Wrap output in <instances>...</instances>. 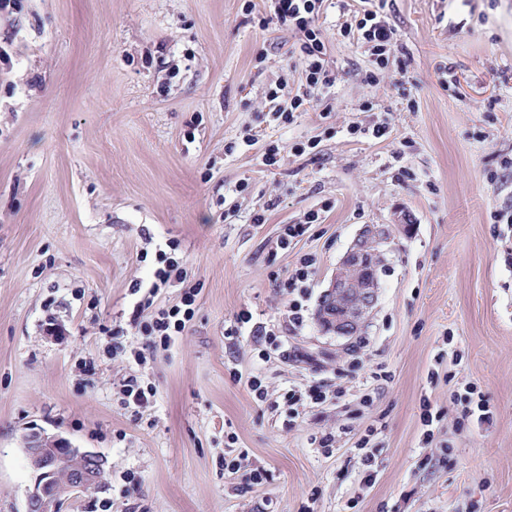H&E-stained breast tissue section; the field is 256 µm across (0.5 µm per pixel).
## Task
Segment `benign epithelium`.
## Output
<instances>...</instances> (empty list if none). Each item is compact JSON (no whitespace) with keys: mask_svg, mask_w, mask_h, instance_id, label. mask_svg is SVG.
Listing matches in <instances>:
<instances>
[{"mask_svg":"<svg viewBox=\"0 0 512 512\" xmlns=\"http://www.w3.org/2000/svg\"><path fill=\"white\" fill-rule=\"evenodd\" d=\"M408 233L411 216L401 213L393 226L366 224L339 262L318 310L319 323L326 333L351 338L362 330L377 303L378 270L383 246L391 229ZM30 467L36 473L26 498L25 512H58L61 501L75 492L98 488L106 461L91 451L73 447L66 439L44 431L24 436ZM70 467L69 481L60 483L57 473Z\"/></svg>","mask_w":512,"mask_h":512,"instance_id":"benign-epithelium-1","label":"benign epithelium"}]
</instances>
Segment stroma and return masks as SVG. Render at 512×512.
Segmentation results:
<instances>
[{"instance_id": "35a3bbf8", "label": "stroma", "mask_w": 512, "mask_h": 512, "mask_svg": "<svg viewBox=\"0 0 512 512\" xmlns=\"http://www.w3.org/2000/svg\"><path fill=\"white\" fill-rule=\"evenodd\" d=\"M270 5L0 10V512H25L33 430L106 461L100 488L60 512H512V223L492 219L512 210V172L487 179L512 156V0H391L407 70L373 84L363 47L340 33L361 0H325L336 83L287 127L268 93L300 86L301 35ZM274 145L281 161L264 166ZM313 210L321 223L276 248L281 225ZM402 211L413 227L384 247L363 330L322 332L342 256L363 225ZM169 239L200 309L141 367L126 354L129 285L152 273L138 252ZM305 254V321L287 357L257 361L253 337L224 330L243 308L253 324L282 322L279 284ZM378 369L386 378L370 381ZM252 372L275 396L316 382L345 395L291 420L254 399ZM128 374L156 390L143 414L116 394ZM231 432L262 484L220 466ZM327 432L330 455L311 443Z\"/></svg>"}]
</instances>
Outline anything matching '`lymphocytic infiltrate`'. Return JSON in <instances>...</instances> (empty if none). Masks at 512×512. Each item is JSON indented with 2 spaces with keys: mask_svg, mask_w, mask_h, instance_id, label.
I'll list each match as a JSON object with an SVG mask.
<instances>
[{
  "mask_svg": "<svg viewBox=\"0 0 512 512\" xmlns=\"http://www.w3.org/2000/svg\"><path fill=\"white\" fill-rule=\"evenodd\" d=\"M274 15L285 26L294 27L302 34L301 51L305 63V84L301 93L290 101H282L279 90L270 92V113L277 123H293L297 112L303 111L308 102V92L333 85L335 77L328 67L327 48L322 29L318 23L324 0H273ZM388 0H376L375 5L365 9L354 27L344 28V35H355L358 43L366 45L373 57L372 67L365 74L366 81L377 79L378 71L386 69L390 57L398 49L397 32L389 23L385 11ZM177 241H168L166 248L156 250L155 269L150 282L134 281L131 291L138 294L130 325L140 335L139 343L133 344L130 354L138 364H145L148 358L160 349H168L177 336L183 335L198 312V284L186 281L187 273L183 260L178 256ZM313 257L301 259L299 267L280 284L287 298V310L283 325L271 328H256L258 357L270 360L272 353L281 351L282 340L287 326H298L304 321L302 299L308 293V282ZM181 283L183 291L178 304L161 306L155 299L161 289L172 283ZM247 386L259 402L268 404L271 410H284L288 417H297L301 408L320 406L340 399L343 389H329L325 384L314 383L302 389L291 388L272 400L259 376L247 379Z\"/></svg>",
  "mask_w": 512,
  "mask_h": 512,
  "instance_id": "f902f5d3",
  "label": "lymphocytic infiltrate"
}]
</instances>
